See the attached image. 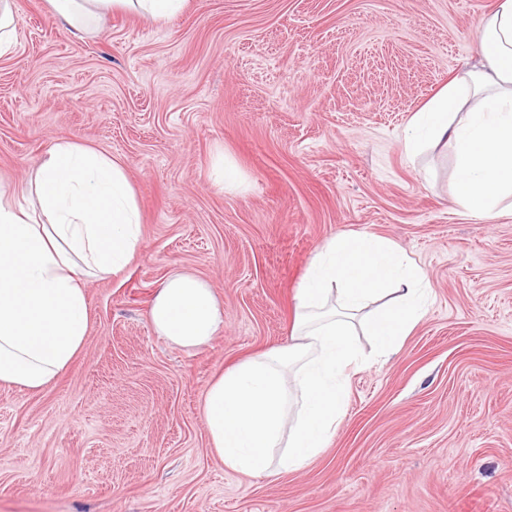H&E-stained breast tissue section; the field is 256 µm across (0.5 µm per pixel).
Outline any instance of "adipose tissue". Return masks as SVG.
Instances as JSON below:
<instances>
[{
	"instance_id": "1",
	"label": "adipose tissue",
	"mask_w": 512,
	"mask_h": 512,
	"mask_svg": "<svg viewBox=\"0 0 512 512\" xmlns=\"http://www.w3.org/2000/svg\"><path fill=\"white\" fill-rule=\"evenodd\" d=\"M186 0H48L79 35L114 10L162 22ZM481 65L455 76L408 124L413 158L439 144L454 150L458 201L490 221L512 198V0H497L482 23ZM30 190L36 207L0 191V385L48 387L84 347V281L123 272L143 247L139 208L124 166L68 141L46 153ZM424 272L376 236L325 240L295 295L288 341L239 360L210 383L202 417L226 467L253 475L306 468L334 435L358 365L349 341L360 314L384 354L394 353L427 313ZM156 332L196 348L224 324L212 288L191 274L159 287L150 308Z\"/></svg>"
}]
</instances>
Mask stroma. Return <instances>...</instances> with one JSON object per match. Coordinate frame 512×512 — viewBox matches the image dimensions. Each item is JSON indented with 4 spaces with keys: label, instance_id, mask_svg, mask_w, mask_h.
<instances>
[{
    "label": "stroma",
    "instance_id": "obj_1",
    "mask_svg": "<svg viewBox=\"0 0 512 512\" xmlns=\"http://www.w3.org/2000/svg\"><path fill=\"white\" fill-rule=\"evenodd\" d=\"M496 0H187L77 38L15 0L0 58V181L60 141L120 161L144 249L87 283L89 334L44 391L0 386V512H512V212L457 202L453 150L415 160L414 112L477 59ZM240 192L214 185L217 155ZM388 239L426 276L395 354L370 337L336 435L306 469H228L201 414L214 374L283 343L320 244ZM198 275L224 328L182 349L149 308Z\"/></svg>",
    "mask_w": 512,
    "mask_h": 512
}]
</instances>
